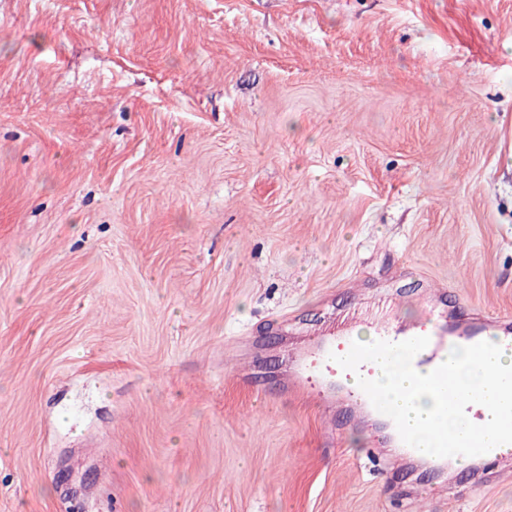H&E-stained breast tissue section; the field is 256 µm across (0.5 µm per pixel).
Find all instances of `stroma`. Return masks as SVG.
<instances>
[{"instance_id":"obj_1","label":"stroma","mask_w":512,"mask_h":512,"mask_svg":"<svg viewBox=\"0 0 512 512\" xmlns=\"http://www.w3.org/2000/svg\"><path fill=\"white\" fill-rule=\"evenodd\" d=\"M440 287L512 314V0H0V512H512L281 390Z\"/></svg>"}]
</instances>
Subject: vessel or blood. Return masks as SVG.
Segmentation results:
<instances>
[{
  "mask_svg": "<svg viewBox=\"0 0 512 512\" xmlns=\"http://www.w3.org/2000/svg\"><path fill=\"white\" fill-rule=\"evenodd\" d=\"M374 339L388 342H402L414 337L425 336L429 339L428 346L413 359L414 369L422 374L433 371L442 364L453 348L470 346L482 341H493L505 349H512V319L502 318L497 313L486 314L480 323L460 324L448 327L443 315V308L436 297H429L426 316L423 322L393 326L387 321L378 319L372 324ZM355 339L353 331L341 333L328 329L312 340L304 341L298 348L296 359L288 372L286 390L296 391L308 388L310 395L320 399L327 414H334L338 403L344 402L359 413L360 420L370 426H377L384 421V414L372 405L364 391L357 386L344 393L342 399H334L322 389L312 387V378H327L339 372L340 367L334 358L348 353ZM381 447L391 449L393 457L408 464L419 457L418 450L405 444L398 432L379 434Z\"/></svg>",
  "mask_w": 512,
  "mask_h": 512,
  "instance_id": "vessel-or-blood-1",
  "label": "vessel or blood"
}]
</instances>
